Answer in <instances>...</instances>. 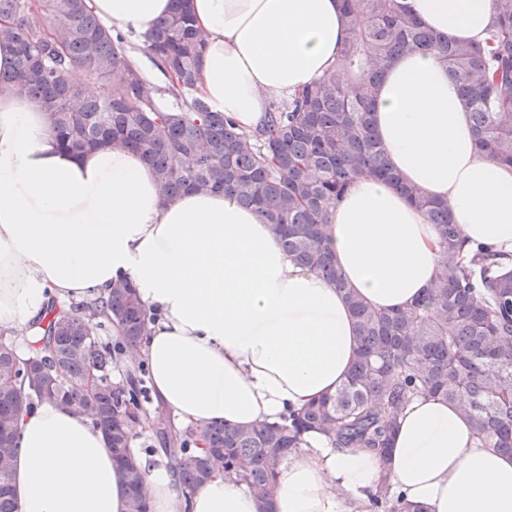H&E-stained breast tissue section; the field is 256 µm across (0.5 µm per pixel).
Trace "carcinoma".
<instances>
[{"mask_svg": "<svg viewBox=\"0 0 512 512\" xmlns=\"http://www.w3.org/2000/svg\"><path fill=\"white\" fill-rule=\"evenodd\" d=\"M189 2L173 0L169 17L143 42L168 78L158 88L130 60L126 38L94 15L88 0H0V39L15 52L10 89L41 103L67 154L132 148L153 167L166 200L228 192L256 208L299 265L348 299L359 339L349 379L279 423L180 429L159 409L142 411V378L121 385L109 377L112 361L139 342L147 325L136 288L118 281L92 298L49 300L24 357L0 337V459L10 462L20 451L22 412L55 402L103 428L129 490L128 512H148L140 464L129 456L134 423L164 444L184 498L221 470L252 493L259 512H273L278 468L306 445L307 434H323L338 449L369 448L383 459L398 416L417 394L457 404L485 447L512 454V270L503 271L488 246L467 262L459 258L461 230L448 202L401 181L373 120L390 63L431 53L460 85L475 147L512 165V0H493L496 25L484 46L435 34L406 0H342L349 35L335 68L288 100L271 101L250 132L196 94L205 37ZM360 173L394 183L438 228L435 286L408 308L367 305L326 246L329 209ZM112 327L117 343L96 339ZM92 370L100 378L96 393L85 386ZM201 437L209 442L202 452ZM12 480V467H1L0 512H18ZM372 501L373 512H427L392 496L384 480Z\"/></svg>", "mask_w": 512, "mask_h": 512, "instance_id": "1", "label": "carcinoma"}]
</instances>
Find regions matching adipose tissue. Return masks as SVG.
Returning <instances> with one entry per match:
<instances>
[{
  "mask_svg": "<svg viewBox=\"0 0 512 512\" xmlns=\"http://www.w3.org/2000/svg\"><path fill=\"white\" fill-rule=\"evenodd\" d=\"M436 33L484 40L492 0H407ZM104 22L138 38L170 0H89ZM205 34L197 79L211 110L243 130L270 97L306 87L336 64L348 30L340 0H191ZM11 43L0 41V328L20 349L49 299L132 282L151 321L127 356L145 364L156 398L182 426L277 422L347 380L358 351L343 295L297 266L261 214L225 193L163 200L138 152H62L45 111L7 91ZM375 132L403 182L448 201L467 245L512 254V166L475 147L447 67L411 53L387 70ZM329 247L351 288L379 310L411 305L432 287L439 234L398 187L356 178L329 216ZM13 462L18 512H127V492L103 430L44 402L19 423ZM279 470L275 512H371L380 480L430 512H512V455L482 447L456 404L417 395L386 458L332 448L321 434ZM129 451L145 471L149 512H258L253 495L219 474L190 498L172 472Z\"/></svg>",
  "mask_w": 512,
  "mask_h": 512,
  "instance_id": "ef3b65f1",
  "label": "adipose tissue"
}]
</instances>
